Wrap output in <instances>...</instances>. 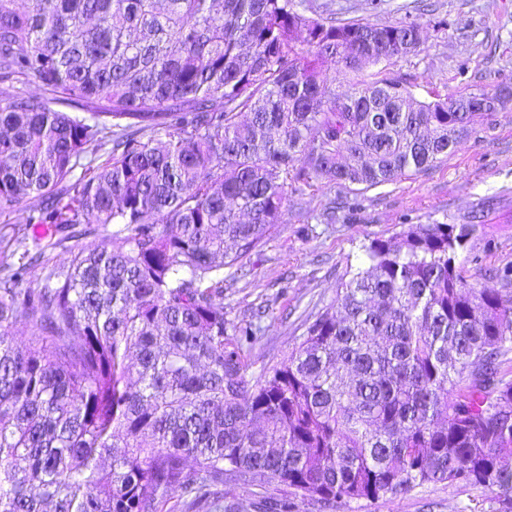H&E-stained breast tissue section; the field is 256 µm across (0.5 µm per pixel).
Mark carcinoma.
<instances>
[{
  "instance_id": "cac0c4a2",
  "label": "carcinoma",
  "mask_w": 512,
  "mask_h": 512,
  "mask_svg": "<svg viewBox=\"0 0 512 512\" xmlns=\"http://www.w3.org/2000/svg\"><path fill=\"white\" fill-rule=\"evenodd\" d=\"M420 45L408 16L338 23L295 0H0V213L28 201L57 245L118 226L41 288L21 287L24 241L0 264V512H159L177 491L196 512H299L439 483L512 512V267L499 291L471 285L466 226L372 240L256 377L260 328L224 312V268L288 190L426 171L490 117L365 73ZM270 482L291 495L255 492Z\"/></svg>"
}]
</instances>
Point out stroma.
Returning <instances> with one entry per match:
<instances>
[{
    "label": "stroma",
    "mask_w": 512,
    "mask_h": 512,
    "mask_svg": "<svg viewBox=\"0 0 512 512\" xmlns=\"http://www.w3.org/2000/svg\"><path fill=\"white\" fill-rule=\"evenodd\" d=\"M336 18L419 25L418 52L392 59L391 69L416 76L418 95L429 86L469 93L512 85V0H302ZM407 224H466L471 233L457 264L469 283L501 289L495 272L512 266V105L462 137L427 171L364 188L323 181L288 195L281 223L245 258L224 272V309L231 321L253 319L263 337L251 353L253 372L281 361L303 332L307 316L331 304L347 266L363 247L388 240ZM334 512H490L478 488L436 484L386 503L353 501Z\"/></svg>",
    "instance_id": "35a3bbf8"
}]
</instances>
